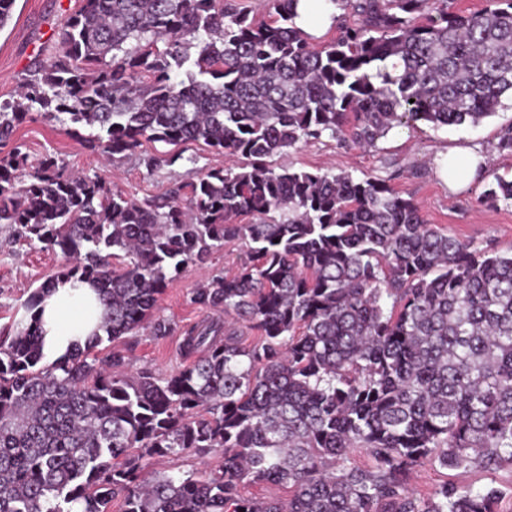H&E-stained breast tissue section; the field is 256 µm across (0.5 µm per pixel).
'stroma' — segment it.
Listing matches in <instances>:
<instances>
[{
  "instance_id": "obj_1",
  "label": "stroma",
  "mask_w": 512,
  "mask_h": 512,
  "mask_svg": "<svg viewBox=\"0 0 512 512\" xmlns=\"http://www.w3.org/2000/svg\"><path fill=\"white\" fill-rule=\"evenodd\" d=\"M81 5V0H16L11 20L0 29L1 101L16 98L30 71L57 50L61 28ZM511 123L512 108L507 107L477 126L437 129L419 123L397 128L367 149L345 147L325 136L274 157L273 163L385 181L402 197L418 203L427 223L448 229L472 247L504 250L512 247V206L478 205L482 182L475 180L454 191L440 179L437 170L448 146L471 143L483 148L486 172L511 178L512 157L500 155L495 149L500 128ZM89 133L86 126L77 131L70 122L37 116L19 124L14 142L27 154L30 163L53 155L73 175L102 177L133 200L163 196L174 182L188 180L197 172L222 167L235 169L246 163L243 157L191 144L184 150V161L150 170L134 155L108 160L92 152L83 141ZM245 252L242 242L226 243L213 251L205 264L189 266L165 288L155 313L167 319L173 331L156 337L145 327L114 342V349L126 359L125 373L132 375L149 367L167 376L186 366L187 360L181 353L184 331L215 317L214 312L190 304L192 291L212 277L235 274ZM64 263L62 254L44 250L39 243L17 239L12 228L0 224V328L22 314L29 291ZM220 462V457L213 453H191L179 459L154 457L149 468L176 477L189 473L201 476ZM488 480L477 471L450 470L427 461L416 468L409 489L415 496L426 498L447 481L479 487Z\"/></svg>"
}]
</instances>
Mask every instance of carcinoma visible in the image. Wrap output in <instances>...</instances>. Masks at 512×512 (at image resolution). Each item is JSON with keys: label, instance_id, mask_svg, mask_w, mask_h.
<instances>
[{"label": "carcinoma", "instance_id": "carcinoma-1", "mask_svg": "<svg viewBox=\"0 0 512 512\" xmlns=\"http://www.w3.org/2000/svg\"><path fill=\"white\" fill-rule=\"evenodd\" d=\"M298 0L256 21L230 0H83L20 98L0 101V224L68 263L30 292L0 335V512H497L502 491L408 490L425 461L490 475L512 465V248L478 250L428 224L388 184L277 167L329 134L373 147L393 128L479 125L512 98V0L468 14L450 0H326L357 17L317 49ZM163 46H158V43ZM95 126L111 159L147 142L202 143L248 160L137 202L48 157L28 179L10 146L32 113ZM495 149L512 156V124ZM512 205L495 173L478 197ZM251 217L252 224L238 218ZM243 240L232 276L191 304L260 332L242 346L218 321L181 343L190 363L128 376L96 349L154 315L159 295L217 246ZM61 279L95 284L101 332L44 361L38 306ZM363 450L364 468L352 463ZM215 452L210 473L148 471L154 456ZM247 482L290 489L246 497Z\"/></svg>", "mask_w": 512, "mask_h": 512}]
</instances>
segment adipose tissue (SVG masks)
<instances>
[{
  "label": "adipose tissue",
  "instance_id": "ef3b65f1",
  "mask_svg": "<svg viewBox=\"0 0 512 512\" xmlns=\"http://www.w3.org/2000/svg\"><path fill=\"white\" fill-rule=\"evenodd\" d=\"M446 158L448 164L439 175L449 186L458 188L476 178L484 154L477 146L452 145ZM38 312L42 351L48 362L69 355L76 347L85 346L106 314L96 290L76 281L58 284L46 293Z\"/></svg>",
  "mask_w": 512,
  "mask_h": 512
}]
</instances>
